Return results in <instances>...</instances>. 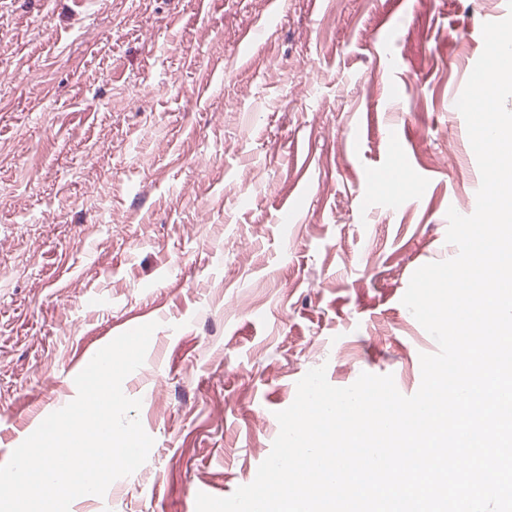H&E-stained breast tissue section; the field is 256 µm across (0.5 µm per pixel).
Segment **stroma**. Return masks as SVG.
I'll return each instance as SVG.
<instances>
[{"label":"stroma","mask_w":512,"mask_h":512,"mask_svg":"<svg viewBox=\"0 0 512 512\" xmlns=\"http://www.w3.org/2000/svg\"><path fill=\"white\" fill-rule=\"evenodd\" d=\"M0 0V465L82 363L159 318L123 382L147 461L69 512H196L277 411L437 344L403 305L481 175L448 110L507 0ZM263 26L245 44L244 32ZM409 187L397 207L370 181ZM295 224L281 229L279 207Z\"/></svg>","instance_id":"1"}]
</instances>
